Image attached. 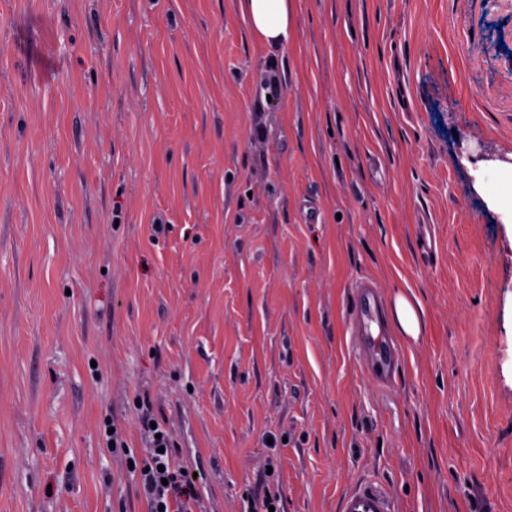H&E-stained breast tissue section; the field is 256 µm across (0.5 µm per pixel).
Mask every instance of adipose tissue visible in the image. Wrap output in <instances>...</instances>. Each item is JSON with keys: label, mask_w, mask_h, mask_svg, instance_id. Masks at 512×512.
<instances>
[{"label": "adipose tissue", "mask_w": 512, "mask_h": 512, "mask_svg": "<svg viewBox=\"0 0 512 512\" xmlns=\"http://www.w3.org/2000/svg\"><path fill=\"white\" fill-rule=\"evenodd\" d=\"M251 34L276 50L286 47L292 29L290 0H239Z\"/></svg>", "instance_id": "ef3b65f1"}]
</instances>
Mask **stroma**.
I'll list each match as a JSON object with an SVG mask.
<instances>
[{"instance_id": "35a3bbf8", "label": "stroma", "mask_w": 512, "mask_h": 512, "mask_svg": "<svg viewBox=\"0 0 512 512\" xmlns=\"http://www.w3.org/2000/svg\"><path fill=\"white\" fill-rule=\"evenodd\" d=\"M0 0V512H149L152 398L212 512H512V0ZM414 293L390 388L356 287ZM290 1L239 0L251 34L271 50L288 45L292 29ZM477 182L484 188L500 211L503 224H512V166H504L497 171L491 183L486 181L484 173L475 172ZM341 511L391 512V502L389 497L376 486L360 483L344 497Z\"/></svg>"}]
</instances>
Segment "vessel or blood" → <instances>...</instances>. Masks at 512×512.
I'll use <instances>...</instances> for the list:
<instances>
[{"label":"vessel or blood","instance_id":"obj_1","mask_svg":"<svg viewBox=\"0 0 512 512\" xmlns=\"http://www.w3.org/2000/svg\"><path fill=\"white\" fill-rule=\"evenodd\" d=\"M381 304L372 286H361L358 292L356 315L352 330L361 337L365 365L381 384L390 385L397 364V353L384 336H381ZM341 512H391L389 497L374 485L362 483L355 486L343 499Z\"/></svg>","mask_w":512,"mask_h":512}]
</instances>
